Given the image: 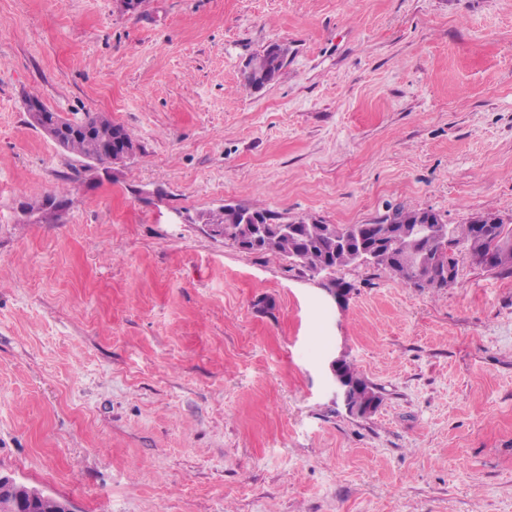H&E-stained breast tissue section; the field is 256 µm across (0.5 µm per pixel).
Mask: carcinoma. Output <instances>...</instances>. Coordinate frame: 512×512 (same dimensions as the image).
Returning a JSON list of instances; mask_svg holds the SVG:
<instances>
[{"mask_svg":"<svg viewBox=\"0 0 512 512\" xmlns=\"http://www.w3.org/2000/svg\"><path fill=\"white\" fill-rule=\"evenodd\" d=\"M280 47L274 43L251 57L243 70L244 84L260 88L276 80L285 64H275ZM44 118L57 120L64 125L84 123L89 127V136H70L62 142V148L75 152L97 163L116 165L125 160L121 151L112 155L104 152L118 134L131 137L123 126L112 122L103 113L88 112L81 118L71 119L47 106H42ZM248 213L260 218L266 229L263 245L252 252H273L300 266L314 275L326 273V268L347 266L357 263L350 253L336 249V237H344L353 242L374 244L377 240L392 236L390 244L381 249L372 264L382 266L401 283L413 288H448L457 275H448V266L458 267L457 253L465 252L471 261L480 266L483 257H491L488 269L501 274L512 275V224L499 222L484 224L476 228L474 224L445 225V232L436 237L423 238L416 231L418 212L395 207L387 211L374 224H318L301 219L298 223L300 236L280 232V225L272 223V215L263 209H248ZM251 232V225L243 224L232 215H224V238L240 243ZM342 373L350 385L346 392L347 407L354 408L374 404L379 407L383 392L376 384L362 377L352 363L341 362Z\"/></svg>","mask_w":512,"mask_h":512,"instance_id":"cac0c4a2","label":"carcinoma"}]
</instances>
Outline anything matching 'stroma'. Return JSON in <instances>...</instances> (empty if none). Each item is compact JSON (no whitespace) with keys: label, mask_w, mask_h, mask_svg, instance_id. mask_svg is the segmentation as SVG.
Segmentation results:
<instances>
[{"label":"stroma","mask_w":512,"mask_h":512,"mask_svg":"<svg viewBox=\"0 0 512 512\" xmlns=\"http://www.w3.org/2000/svg\"><path fill=\"white\" fill-rule=\"evenodd\" d=\"M272 43L281 76L245 86ZM30 97L140 150L61 149ZM47 195L54 224L23 211ZM227 203L512 222V0H0V475L73 512H512V275L351 264L340 307L180 220ZM41 112H45L44 118L49 122L55 119L60 124L72 125V123H84L89 127L91 136H70L62 142V148L75 152L82 157L97 163H109L116 165L126 158L119 150L112 151V145L106 147L112 161L104 152V147L111 143L117 134H123L132 139L133 136L123 126L115 124L112 119L103 113L87 112L82 118L71 119L60 112L48 108L42 104ZM341 370L347 383L351 386L345 395L347 407L353 409L354 407L374 403L373 411L366 415L361 414L360 417H365L375 412L383 401L382 389L362 377L353 364L345 358L342 359Z\"/></svg>","instance_id":"stroma-1"}]
</instances>
